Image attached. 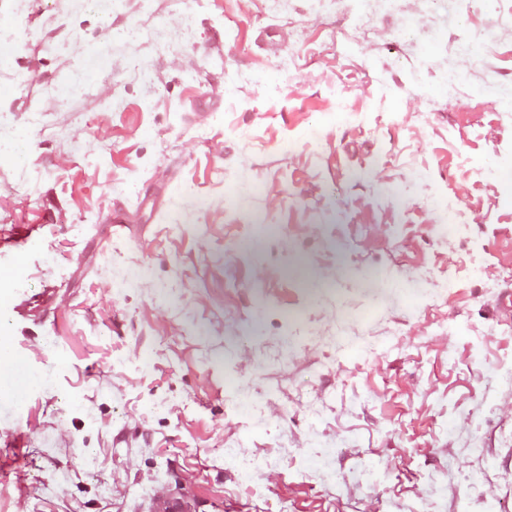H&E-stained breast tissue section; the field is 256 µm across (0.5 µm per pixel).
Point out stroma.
I'll use <instances>...</instances> for the list:
<instances>
[{
    "label": "stroma",
    "instance_id": "obj_1",
    "mask_svg": "<svg viewBox=\"0 0 512 512\" xmlns=\"http://www.w3.org/2000/svg\"><path fill=\"white\" fill-rule=\"evenodd\" d=\"M447 3L360 36L358 0H0V234L40 225L16 298L49 301L6 334L40 377L0 399V512H512V0ZM313 335L308 330L307 326L300 322L291 323L289 327V336H286L282 344L280 345L277 358L283 365H288L289 354L294 344H302ZM151 512H193L189 501L182 497H174L170 494L155 496L149 505Z\"/></svg>",
    "mask_w": 512,
    "mask_h": 512
}]
</instances>
